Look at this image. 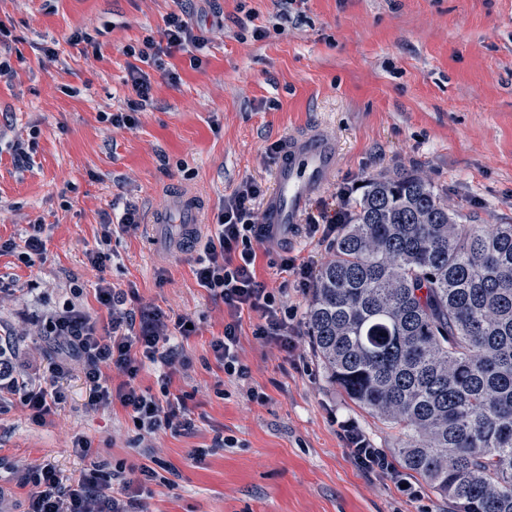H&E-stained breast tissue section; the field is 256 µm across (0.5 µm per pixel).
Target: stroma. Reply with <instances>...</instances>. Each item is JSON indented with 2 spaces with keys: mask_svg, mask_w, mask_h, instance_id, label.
<instances>
[{
  "mask_svg": "<svg viewBox=\"0 0 512 512\" xmlns=\"http://www.w3.org/2000/svg\"><path fill=\"white\" fill-rule=\"evenodd\" d=\"M182 5L0 0L14 70L0 78V239L22 240L40 223L47 248L30 265L0 255V338L24 377L65 394L43 424L0 405V483L11 512L32 490L36 466L51 464L69 486L93 462L107 481L154 469L148 512H449L415 474L407 479L420 495L411 499L354 464L338 421H354L387 451L398 433L328 381L307 336L286 353L257 339V316L243 313L250 373L234 379L217 367L210 342L228 315L198 286L178 224L114 233L104 266L88 254L127 206L167 214L188 190L204 199L210 224L242 180L271 192L276 163L267 147L318 127L336 138V173L309 213L334 205L345 183L405 170L446 193L462 223H512V0H306L287 19L279 0H193L191 21L208 39L205 63L196 68L189 54H176L174 85L148 67L151 100L135 125L112 127L109 115L136 98L126 47L159 36ZM258 26L267 37L254 38ZM77 32L86 41L73 42ZM48 47L55 57L45 56ZM18 142L28 159H18ZM284 248L318 264L331 253L302 231L284 246H255L258 280L302 316L308 298L279 269ZM102 279L129 292L128 307L197 326L170 340L189 363L170 392L185 396L195 427L159 433L148 451L120 404L88 406L78 368L48 372L58 352L41 336L45 317L73 303L106 320L95 298ZM251 388L260 400L248 399ZM77 437L87 453L73 448ZM198 448L207 451L199 461Z\"/></svg>",
  "mask_w": 512,
  "mask_h": 512,
  "instance_id": "obj_1",
  "label": "stroma"
}]
</instances>
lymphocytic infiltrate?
<instances>
[{"label":"lymphocytic infiltrate","mask_w":512,"mask_h":512,"mask_svg":"<svg viewBox=\"0 0 512 512\" xmlns=\"http://www.w3.org/2000/svg\"><path fill=\"white\" fill-rule=\"evenodd\" d=\"M205 42L201 29L195 28L186 13L181 12L167 17L161 40L149 36L141 47H126V54L139 61L129 73L131 88L139 100L148 101L152 94V83L142 69L143 64H152L163 79L177 83L179 76L173 66L167 65V58L190 51L194 54V66H202L203 61L196 52ZM353 192V187H339L336 206L321 208L318 214L309 217L308 231L316 235L318 244L335 240L337 231L348 220L346 203ZM261 195L260 186L249 179L225 197L216 224L208 229L193 260L198 285L222 298L229 315L223 334L210 342L214 360L225 374L239 379L249 373L239 356L243 313L257 314L255 336L281 350L293 352L298 335L295 310L268 291L256 275L255 245L272 237L269 228L260 221ZM95 294L107 312V322H100L73 304L46 318L44 335L53 337L68 353L67 360L50 366V373L58 375L68 371L70 364H77L88 388L89 406L98 408L120 403L140 434L152 435L166 430L178 434L192 430L193 423L186 413L184 400L171 396L169 391L171 371L177 363L168 347L169 333L174 330L180 336H190L187 318L178 317L173 326H166L150 312L138 313L128 308L124 292L105 282L97 286ZM148 362L167 368L159 377L160 392L156 395L137 383ZM116 375L121 378L117 384L112 381ZM3 390L38 423L45 422L63 400L60 391L17 376L5 348L0 346V391ZM338 428L359 468L401 484L402 478L387 453L374 447L354 423L342 421ZM33 484L24 512H140L142 488L124 478L119 482V491L107 492L95 466L85 469L71 488L62 485L52 465L44 464L38 468Z\"/></svg>","instance_id":"f902f5d3"}]
</instances>
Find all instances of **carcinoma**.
I'll return each instance as SVG.
<instances>
[{"label":"carcinoma","instance_id":"carcinoma-1","mask_svg":"<svg viewBox=\"0 0 512 512\" xmlns=\"http://www.w3.org/2000/svg\"><path fill=\"white\" fill-rule=\"evenodd\" d=\"M307 336L453 512H512V224H460L412 172L370 176L317 272Z\"/></svg>","mask_w":512,"mask_h":512}]
</instances>
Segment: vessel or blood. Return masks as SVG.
<instances>
[{"instance_id":"obj_1","label":"vessel or blood","mask_w":512,"mask_h":512,"mask_svg":"<svg viewBox=\"0 0 512 512\" xmlns=\"http://www.w3.org/2000/svg\"><path fill=\"white\" fill-rule=\"evenodd\" d=\"M336 142L316 129L289 138L276 165L275 187L267 203V222L279 242L292 236L310 203L331 179L336 168ZM173 213L180 239L191 243L202 234L204 204L200 196L178 194Z\"/></svg>"}]
</instances>
